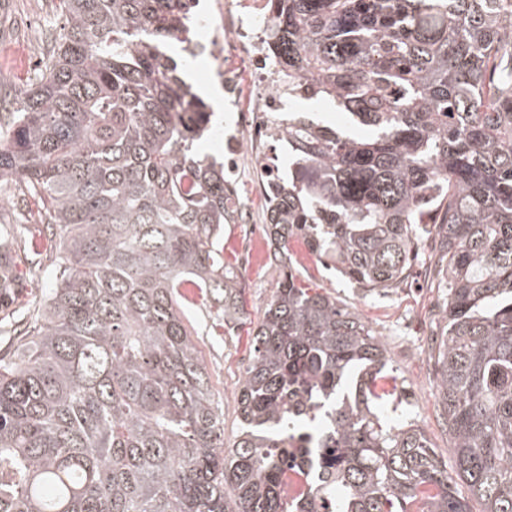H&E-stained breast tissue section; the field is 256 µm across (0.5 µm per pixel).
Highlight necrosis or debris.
<instances>
[{
	"label": "necrosis or debris",
	"instance_id": "necrosis-or-debris-1",
	"mask_svg": "<svg viewBox=\"0 0 512 512\" xmlns=\"http://www.w3.org/2000/svg\"><path fill=\"white\" fill-rule=\"evenodd\" d=\"M247 6V15L228 24L224 0H205L200 13L191 17L200 38L180 46L183 55L204 63L208 78L236 108L235 132L224 142L225 167L234 179L248 160L277 174L275 146L285 142L288 127V88L263 37L272 17L268 0H248Z\"/></svg>",
	"mask_w": 512,
	"mask_h": 512
}]
</instances>
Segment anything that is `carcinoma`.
<instances>
[{
  "mask_svg": "<svg viewBox=\"0 0 512 512\" xmlns=\"http://www.w3.org/2000/svg\"><path fill=\"white\" fill-rule=\"evenodd\" d=\"M190 0H58L64 25L0 121V185L58 238L56 288L0 354V512H512V0H270L266 33L294 103L288 178L267 184L282 279L224 415L177 299L231 328L244 286L223 165L201 150L212 107L169 51ZM432 228H427V225ZM441 238L431 354L453 473L416 425L372 410L376 332L293 269L303 240L363 294L407 278L419 230ZM0 233V292L12 254ZM331 483L284 492L297 435ZM233 495H226L225 489Z\"/></svg>",
  "mask_w": 512,
  "mask_h": 512,
  "instance_id": "carcinoma-1",
  "label": "carcinoma"
}]
</instances>
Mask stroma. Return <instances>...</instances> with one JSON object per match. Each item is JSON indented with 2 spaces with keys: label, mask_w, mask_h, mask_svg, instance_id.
<instances>
[{
  "label": "stroma",
  "mask_w": 512,
  "mask_h": 512,
  "mask_svg": "<svg viewBox=\"0 0 512 512\" xmlns=\"http://www.w3.org/2000/svg\"><path fill=\"white\" fill-rule=\"evenodd\" d=\"M55 0H0V69L14 72L21 83L34 79L48 55V37L62 26ZM41 38L34 53L27 59L16 56V48L31 33ZM258 173L245 167L240 195L252 201L249 221L229 224L224 228V255L236 264L246 289L244 316L232 331L214 332L208 309L186 306L185 312L199 335V348L211 373L213 391L224 413V443L232 445L240 430L237 401L239 383L253 352V331L270 302L281 269L272 259L267 237H258L252 256H245L243 238L253 228L263 227L265 204L258 195ZM26 238L34 246L19 251L15 264V280L10 292L0 295V353L13 349L18 322L26 320L28 310L40 295L56 286V273L50 257L56 248L54 237L42 233L39 225H27ZM435 246L433 237L418 243V257L412 275L388 296L363 294L338 273L325 271L322 262L303 240L295 239L290 251L297 268L311 275L315 282L350 309L359 313L377 331L388 351L390 364L376 390L384 400L378 411L383 422L393 426L409 423L426 433L434 448L445 460H452L453 448L447 430L438 418L435 390V368L429 357L436 329L432 321L441 296L432 287L427 267ZM406 394V403H399V394Z\"/></svg>",
  "instance_id": "1"
}]
</instances>
